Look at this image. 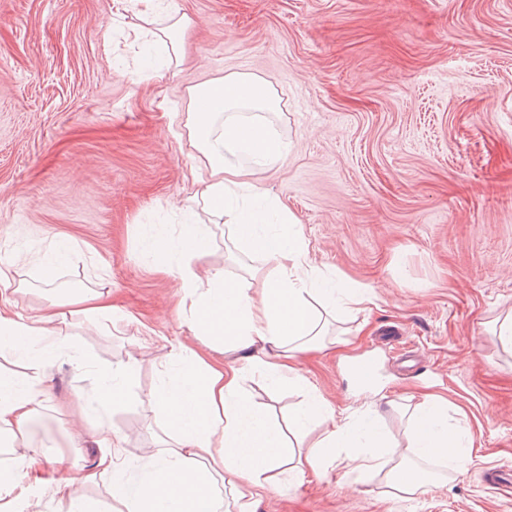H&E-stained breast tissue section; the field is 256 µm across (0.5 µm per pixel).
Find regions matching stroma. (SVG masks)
Listing matches in <instances>:
<instances>
[{"label":"stroma","instance_id":"35a3bbf8","mask_svg":"<svg viewBox=\"0 0 512 512\" xmlns=\"http://www.w3.org/2000/svg\"><path fill=\"white\" fill-rule=\"evenodd\" d=\"M187 16L180 66H144L134 0H0V265L25 281L22 317L45 303L40 262L67 245L61 297L110 288L120 318L76 315L55 329L72 346L49 368L50 398L30 438L58 473L93 467L107 420L136 468L164 446L154 400L180 366L176 347L242 371L252 402L286 419L309 395L340 420L375 419L406 450L409 396L448 401L465 457L429 464L439 481L410 498L337 449L321 473L264 493L256 512H512V490L481 475L512 469V348L490 323L512 312V0H174ZM230 72L280 99L287 146L256 184L287 207L314 267L373 290L337 312L335 346L298 355L309 385H273L242 351L192 329L180 290L158 271L156 229L206 215L189 199L207 172L184 126L187 88ZM261 261L232 227H210L200 273L236 279ZM372 361L361 391L353 359ZM133 362L127 403L98 400L103 367Z\"/></svg>","mask_w":512,"mask_h":512}]
</instances>
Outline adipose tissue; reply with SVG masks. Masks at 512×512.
I'll return each instance as SVG.
<instances>
[{"label":"adipose tissue","mask_w":512,"mask_h":512,"mask_svg":"<svg viewBox=\"0 0 512 512\" xmlns=\"http://www.w3.org/2000/svg\"><path fill=\"white\" fill-rule=\"evenodd\" d=\"M188 96L185 126L208 173L193 200L214 223L231 217L236 240L248 243L269 271L258 287L244 276L226 279L219 270L201 279L195 264L207 253V227L203 224L157 232L151 247L158 265L175 270L196 331L243 350L262 343L267 352L262 357L250 356L253 367L265 371L276 383L306 385L292 359L295 353L325 346L322 315L309 298L316 295L335 301L337 285L310 264L302 239L287 232V225L294 221L288 210L260 215L235 203L238 189L254 191L253 176L271 168L286 149L263 118L264 113L278 110L279 98L264 80L247 73H231L191 86ZM203 99L212 100L213 109L199 110L197 104ZM21 287V282L0 270V346L30 367L29 373L22 375L0 372V433L8 435L10 448L17 451L13 465L0 469V494L11 493L31 477L49 488L63 512H94L81 489L108 475L112 498L124 512H162L168 504L175 505L176 512H222L223 503L214 488L219 479L229 475L248 488L238 512H252L256 497L279 488L288 468L299 473L307 468L319 470L339 448L364 449L359 469L385 470L392 493L409 497L433 483L428 463L461 455V444L448 429L447 402L432 394L424 395L409 417L411 461L398 462L393 453L374 452L379 437L372 422L355 426L336 423L333 412L316 397L294 414L289 427L300 433L316 419L326 423L328 430L306 451L296 452L284 442L280 427L243 394L240 370L227 373L199 353L183 351L175 382L156 395L172 447L161 455L148 452L140 475L128 477L112 457L126 437L112 424L101 422L95 426L94 436L107 453L99 458L95 470L79 469L67 477L48 473L40 449L30 440L29 427L46 396L44 372L56 354L68 348L69 340L54 329L59 316L56 303L44 306L28 320L13 310L7 294ZM66 303L72 314L92 323L111 319L116 312L109 291L104 289L81 291Z\"/></svg>","instance_id":"adipose-tissue-1"}]
</instances>
